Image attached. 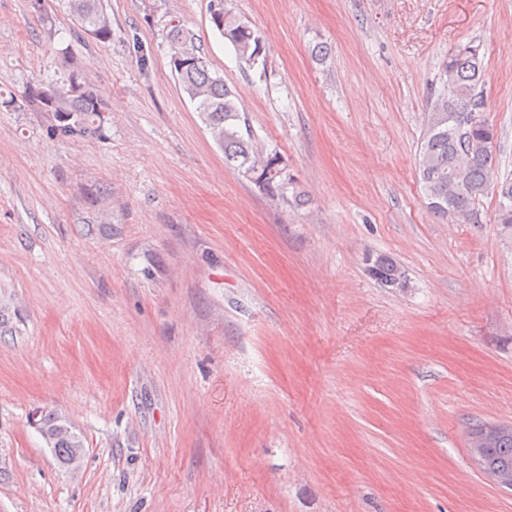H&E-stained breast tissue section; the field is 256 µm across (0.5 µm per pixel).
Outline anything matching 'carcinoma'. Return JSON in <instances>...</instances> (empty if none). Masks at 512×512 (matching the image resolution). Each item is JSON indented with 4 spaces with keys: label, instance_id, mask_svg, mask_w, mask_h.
<instances>
[{
    "label": "carcinoma",
    "instance_id": "1",
    "mask_svg": "<svg viewBox=\"0 0 512 512\" xmlns=\"http://www.w3.org/2000/svg\"><path fill=\"white\" fill-rule=\"evenodd\" d=\"M76 25V35L96 44L112 40V19L102 0H66ZM227 40L238 60L253 68L266 65L264 38L230 11L211 20ZM171 72L179 87L196 103V111L212 140L224 153V164L244 177L263 180L265 193L283 196L292 191L301 201V192L286 177L278 155L267 151L255 138L236 92L224 78L209 69L201 41L181 24L167 32ZM485 71L480 46L468 42L448 54L440 73V86L431 95L429 112L418 153V171L425 206L434 215L460 224H474L477 205L489 187L500 197L496 223L512 228V176L498 175L496 145L498 128L483 115ZM38 84L27 85L25 102L35 112L52 114L51 132L70 138L101 131L104 102L100 90L85 77L80 87L65 83L55 87L51 103L36 94ZM373 276L382 283L406 278L404 270L387 255L366 258ZM38 429L61 465L71 467L84 455V441L59 415L40 413ZM490 459L498 468L512 470V435L491 450Z\"/></svg>",
    "mask_w": 512,
    "mask_h": 512
}]
</instances>
